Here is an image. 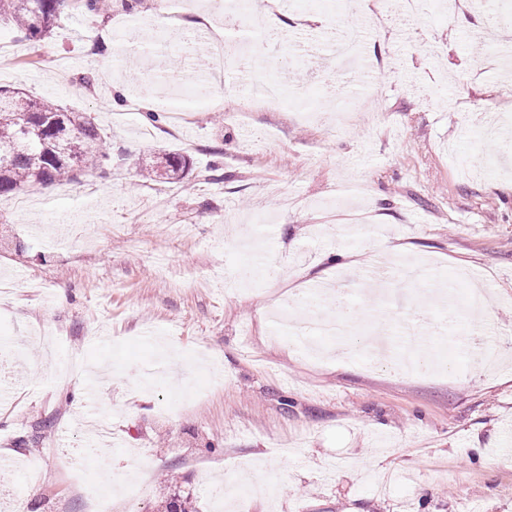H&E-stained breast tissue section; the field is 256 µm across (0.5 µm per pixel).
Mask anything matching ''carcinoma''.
<instances>
[{
    "mask_svg": "<svg viewBox=\"0 0 512 512\" xmlns=\"http://www.w3.org/2000/svg\"><path fill=\"white\" fill-rule=\"evenodd\" d=\"M67 3L0 0V20L8 21L17 36L36 44L50 36ZM73 3L91 17L112 13V0ZM108 159L100 129L88 114L0 89V196L21 193L34 184L72 181ZM189 165V158L169 152L148 161L144 172L178 180Z\"/></svg>",
    "mask_w": 512,
    "mask_h": 512,
    "instance_id": "carcinoma-1",
    "label": "carcinoma"
}]
</instances>
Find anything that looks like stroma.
<instances>
[{"mask_svg": "<svg viewBox=\"0 0 512 512\" xmlns=\"http://www.w3.org/2000/svg\"><path fill=\"white\" fill-rule=\"evenodd\" d=\"M372 6L293 0L278 14L283 41H261L251 13L227 35L256 48V79L304 89L308 109L325 113L314 76L358 88L326 37ZM139 16L147 29L117 4L107 18L67 6L37 45L0 22V87L91 115L111 155L75 181L0 197V276L14 285L0 295V342L16 381L0 400V455L14 458L0 472V512H91L70 481L77 454L88 478L106 469L144 481L143 512H165L176 491L189 512H213L208 488L264 480L271 497L242 512H512V162L448 109L454 98L512 130L496 57L469 38L487 16L424 0L408 17L387 0L366 49L383 120L357 113L344 132L303 119L288 99L206 102L196 46L168 72L191 120L152 137L147 101L114 109V89L137 97L143 35L192 30L198 17L165 16L158 0H142ZM308 39L312 71L291 62ZM163 150L189 156L188 174L142 181V162ZM485 160L496 174H475ZM364 213L376 235L364 234ZM245 240L285 263L284 275L230 287ZM392 243L402 259L432 264L433 278L406 286L389 275L375 304L365 264ZM339 252L353 265L337 269ZM318 277L357 308L351 334L321 337L324 356L298 347L307 315L293 303ZM475 279L487 289L479 313L467 300ZM446 283L462 328L495 324L496 369L459 356V330L424 337V374L365 354L405 317L439 324ZM58 291L64 299L44 301ZM148 321L157 338L142 336ZM97 416L123 445L87 457ZM40 462L34 485L25 466Z\"/></svg>", "mask_w": 512, "mask_h": 512, "instance_id": "obj_1", "label": "stroma"}]
</instances>
